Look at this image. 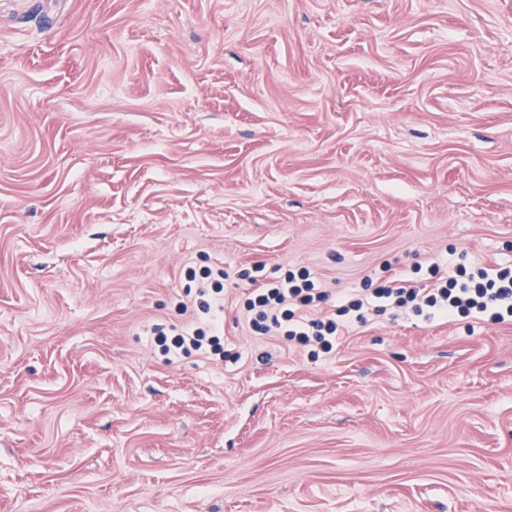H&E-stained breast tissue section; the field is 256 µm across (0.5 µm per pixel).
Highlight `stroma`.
I'll list each match as a JSON object with an SVG mask.
<instances>
[{
	"label": "stroma",
	"mask_w": 512,
	"mask_h": 512,
	"mask_svg": "<svg viewBox=\"0 0 512 512\" xmlns=\"http://www.w3.org/2000/svg\"><path fill=\"white\" fill-rule=\"evenodd\" d=\"M434 261L512 265V0H0V512H512V322L244 309ZM185 277L191 282L200 281L206 284V289L201 290V296H207L208 299L200 301V309L204 314H208L212 306L220 305L224 302V271L218 269L214 271L209 267H199L198 269L189 266L185 271ZM221 327L217 321H202L186 328L182 333L173 335L158 331L154 339L156 345L166 354L188 355L191 351L209 352L224 356V345L221 342Z\"/></svg>",
	"instance_id": "stroma-1"
}]
</instances>
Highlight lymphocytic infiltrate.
Segmentation results:
<instances>
[{"label": "lymphocytic infiltrate", "instance_id": "obj_1", "mask_svg": "<svg viewBox=\"0 0 512 512\" xmlns=\"http://www.w3.org/2000/svg\"><path fill=\"white\" fill-rule=\"evenodd\" d=\"M438 265H431V287L397 286L392 283L365 288L364 292L345 297L334 316L308 319L304 313L327 298L309 271L287 272L273 285L255 289L245 302L250 314L251 327L268 334L276 329L288 340L302 347H316L318 352L329 353L338 331L361 320L366 309L377 312L386 307H409L415 312H428L446 318L480 315L491 324L512 322V266L492 270L478 269L467 272L459 268L453 278H442ZM155 343L164 354H189L207 351L223 355L219 322L203 321L180 333L169 335L157 332Z\"/></svg>", "mask_w": 512, "mask_h": 512}]
</instances>
